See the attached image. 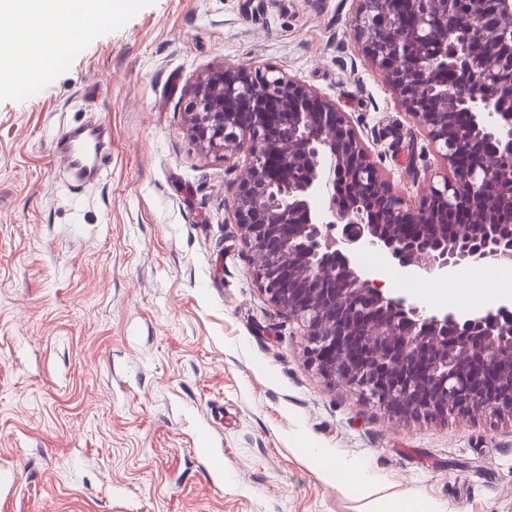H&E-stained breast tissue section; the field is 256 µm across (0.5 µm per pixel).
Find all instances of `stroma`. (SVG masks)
Listing matches in <instances>:
<instances>
[{
	"label": "stroma",
	"instance_id": "stroma-1",
	"mask_svg": "<svg viewBox=\"0 0 512 512\" xmlns=\"http://www.w3.org/2000/svg\"><path fill=\"white\" fill-rule=\"evenodd\" d=\"M356 7L130 0L36 88L0 84V512H512V420L403 419L323 378L253 280L231 213L245 155L186 130L207 70L272 66L334 100L417 202L444 168L359 52ZM89 120L107 172L75 190L56 136ZM497 285L408 297L467 313ZM339 461L376 478H331Z\"/></svg>",
	"mask_w": 512,
	"mask_h": 512
}]
</instances>
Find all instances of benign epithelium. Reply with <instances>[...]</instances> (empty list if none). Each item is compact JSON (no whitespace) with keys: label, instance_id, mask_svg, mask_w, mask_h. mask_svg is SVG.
<instances>
[{"label":"benign epithelium","instance_id":"1","mask_svg":"<svg viewBox=\"0 0 512 512\" xmlns=\"http://www.w3.org/2000/svg\"><path fill=\"white\" fill-rule=\"evenodd\" d=\"M357 2L358 49L447 170L418 202L334 100L275 68L207 71L187 93V130L207 151L245 154L234 223L323 376L405 418L512 420L511 301L428 314L353 262L371 248L420 276L512 264V0Z\"/></svg>","mask_w":512,"mask_h":512}]
</instances>
